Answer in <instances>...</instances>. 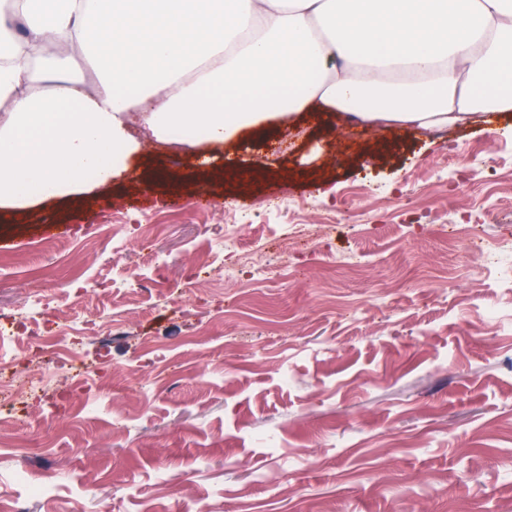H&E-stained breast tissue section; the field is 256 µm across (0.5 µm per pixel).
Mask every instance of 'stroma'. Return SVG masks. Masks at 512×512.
I'll return each instance as SVG.
<instances>
[{"label":"stroma","instance_id":"1","mask_svg":"<svg viewBox=\"0 0 512 512\" xmlns=\"http://www.w3.org/2000/svg\"><path fill=\"white\" fill-rule=\"evenodd\" d=\"M207 151L0 216V309L45 268L39 292L81 313L59 295L89 261L125 327L80 337L96 373L67 402L51 373L0 396L25 423L0 438V512H512V283L471 260L512 252V112L379 131L312 108L225 143L220 168ZM209 224L233 227L237 283L197 260ZM290 224L323 230L288 244Z\"/></svg>","mask_w":512,"mask_h":512}]
</instances>
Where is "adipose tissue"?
Wrapping results in <instances>:
<instances>
[{
	"mask_svg": "<svg viewBox=\"0 0 512 512\" xmlns=\"http://www.w3.org/2000/svg\"><path fill=\"white\" fill-rule=\"evenodd\" d=\"M314 105L418 129L512 112V0H0V210L111 185L138 128L219 146Z\"/></svg>",
	"mask_w": 512,
	"mask_h": 512,
	"instance_id": "adipose-tissue-1",
	"label": "adipose tissue"
}]
</instances>
